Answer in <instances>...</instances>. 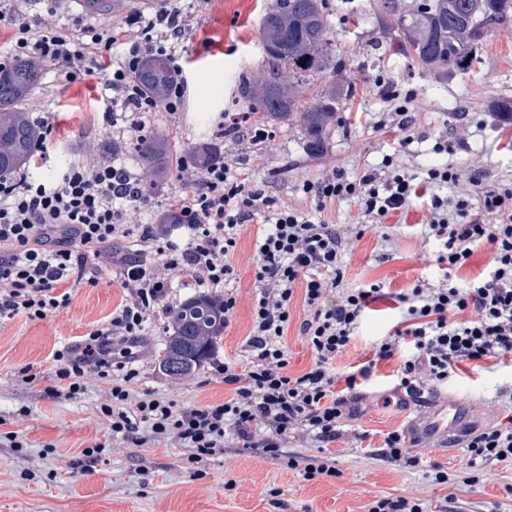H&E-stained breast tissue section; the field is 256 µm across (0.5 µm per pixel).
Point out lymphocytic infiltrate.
I'll return each instance as SVG.
<instances>
[{"mask_svg": "<svg viewBox=\"0 0 512 512\" xmlns=\"http://www.w3.org/2000/svg\"><path fill=\"white\" fill-rule=\"evenodd\" d=\"M189 29L187 15L166 6L151 17L135 14L106 26L35 28L18 21L7 59L35 55L70 80L99 75L102 123L119 140L130 141L157 113L178 111L188 89L183 77L164 99L147 96L134 78L139 59L159 55L178 67ZM224 126L248 158L198 173L183 156L175 158L165 207L179 212L188 236L184 243L174 239L169 224H145L132 235V214L151 212L154 205L141 176L112 157L68 165L50 178L33 170L0 179V319L42 320L68 308L74 286L94 284L92 271L102 263L126 292L106 324L52 351L48 372L31 366L18 372L25 384L50 375L49 393L56 398H79L90 377L110 383V398L99 407L107 430L83 449L88 462H96L117 438L141 446L173 440L200 462L223 452L233 437L243 448L275 458L297 431L323 445L336 441L365 399L366 383L394 356L403 359L392 389L399 399H417L424 386L446 384L461 362L512 358V185L484 190L476 200L448 195L445 186L465 180L464 170L440 164L418 182L391 154L352 181L335 173L304 181L301 191L317 209L340 197L356 199L358 223L347 229L280 202L255 176L248 160L263 154L268 135L250 113H226ZM418 200L427 210L420 234L434 243L441 276L434 283L418 278L397 293L399 320L367 361L338 375L337 358L385 288L380 281L345 287L344 257L366 225L384 223ZM251 225L257 247L251 328L240 358L214 367L224 377L227 396L181 408L151 394L135 397L138 372L129 360L159 315L172 278L218 293L225 319L233 318L238 275L231 258ZM484 246L490 253L484 273L454 281L453 272ZM297 302L304 313L298 334L312 350V363L292 376L286 336ZM466 448V483L474 487L483 464L512 460V427L474 431Z\"/></svg>", "mask_w": 512, "mask_h": 512, "instance_id": "1", "label": "lymphocytic infiltrate"}]
</instances>
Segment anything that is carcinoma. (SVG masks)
Instances as JSON below:
<instances>
[{"mask_svg":"<svg viewBox=\"0 0 512 512\" xmlns=\"http://www.w3.org/2000/svg\"><path fill=\"white\" fill-rule=\"evenodd\" d=\"M382 9L396 17L395 24L401 28L400 51L446 75L470 69L478 45L512 12V0H423L415 12L399 16L397 0H382ZM260 30L266 58L293 76L284 82L276 73L245 87L257 101L260 126L297 127L307 152L318 155L336 123V88H327L316 102L302 99V88L306 79L339 67L327 37L322 0H276L263 15ZM42 70L43 64L34 58L0 66V176L18 173L34 155L40 131L24 104ZM176 78L168 62L155 55L142 57L136 69V80L157 99L166 95ZM136 152L147 174H165L171 147L164 136L141 139ZM222 160L224 154L208 144L197 147L191 156L192 163L202 169ZM171 328L160 367L170 376L188 377L219 348L224 307L212 296L188 297L171 310Z\"/></svg>","mask_w":512,"mask_h":512,"instance_id":"carcinoma-1","label":"carcinoma"}]
</instances>
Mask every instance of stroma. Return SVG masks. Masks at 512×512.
<instances>
[{"instance_id": "obj_1", "label": "stroma", "mask_w": 512, "mask_h": 512, "mask_svg": "<svg viewBox=\"0 0 512 512\" xmlns=\"http://www.w3.org/2000/svg\"><path fill=\"white\" fill-rule=\"evenodd\" d=\"M167 1L191 19L185 41L189 90L179 111L159 114L147 129L166 134L181 152L203 142L223 145L217 135L222 113L242 111L244 80L268 75L259 23L275 0ZM159 2L111 0L109 11L90 17L78 0H0V14L33 25L61 27L77 21H121L137 12L151 13ZM380 4L381 0H324L330 42L342 67L309 78L304 96L317 100L332 84L353 90L337 107V123L324 153L307 155L299 129L277 125L257 162V177L267 181L281 202L309 215L320 214L332 224L356 221L355 199H337L319 212L301 193L302 182L334 170L350 180L359 178L378 166L393 144H402L397 160L419 178L446 162L475 174L486 186L512 183V125L496 114L500 105L512 101V23L487 37L468 71L440 81L413 58L395 53L398 31L380 20ZM380 77L401 90H416L410 130L381 125L383 113L392 105L377 93L375 81ZM100 109L93 82H67L56 66L45 63L28 107L36 122L50 128L45 176L111 153L131 171L140 172L133 143L113 152L111 135L100 127ZM409 132L414 141L406 146L402 140ZM441 132L453 145L450 154L432 150ZM425 217L424 208L412 205L393 213L385 224L368 227L361 239L352 242L346 256L347 287L380 281L386 294L372 302L349 348L337 360L338 370L367 360L375 341L399 317L394 293L419 277L439 278L434 246L423 243L415 230ZM255 253V235L249 230L233 259L238 274L236 316L224 331L215 360L236 358L247 334ZM383 253L388 261H380ZM123 297L111 268L103 265L96 270L95 284L75 288L73 302L63 312L36 321L0 320V430L19 432L25 441L24 447L14 448L8 440H0V512H366L370 500L388 493L420 496L428 512H437L441 505L449 512H512V462L489 464L486 480L473 489L460 482L438 486L430 477L435 463L448 473L462 474L466 450L446 453L433 439L413 444L408 452L418 460L414 467L394 466L374 456V448L383 445L387 434L406 429L409 413L419 410L414 404L404 412L387 400L400 367L396 358L380 364L369 388L370 401L328 446L340 471L336 480L307 481L279 461L235 447L194 465L187 460L188 449L172 441L137 447L117 439L96 463H87L82 449L107 430L99 407L109 399L108 384L89 381L81 398L67 400L48 396L47 381L26 385L16 373L27 365L48 369L53 349L105 324ZM168 326L165 318L153 322L132 362L139 372L137 392L172 399L180 407L223 399L224 382L211 365L184 378L162 371L159 362ZM510 386L512 363L495 358L462 363L431 402L466 399L484 424L494 425L508 414L497 393ZM22 407L29 414L20 418L16 412ZM230 479L237 486L228 491L224 483ZM275 487L282 494L273 505L267 492Z\"/></svg>"}]
</instances>
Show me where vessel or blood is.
Masks as SVG:
<instances>
[{"label": "vessel or blood", "mask_w": 512, "mask_h": 512, "mask_svg": "<svg viewBox=\"0 0 512 512\" xmlns=\"http://www.w3.org/2000/svg\"><path fill=\"white\" fill-rule=\"evenodd\" d=\"M481 418L469 405L452 401L438 406L430 413L413 418L410 426L418 441L436 437L451 447H459L468 435L479 428Z\"/></svg>", "instance_id": "vessel-or-blood-1"}]
</instances>
